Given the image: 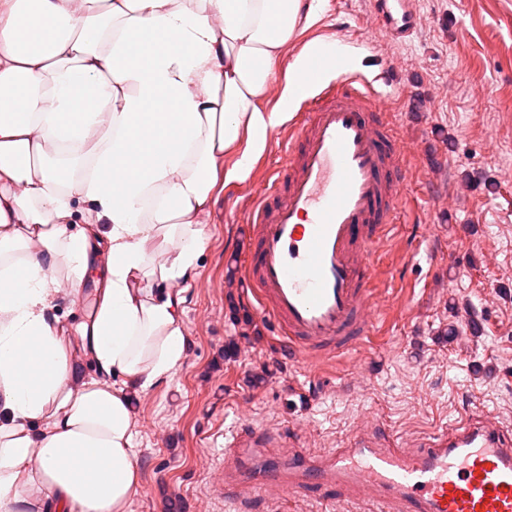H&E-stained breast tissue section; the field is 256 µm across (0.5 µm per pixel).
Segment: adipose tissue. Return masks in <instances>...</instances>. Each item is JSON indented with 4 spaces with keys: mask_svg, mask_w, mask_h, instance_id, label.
Returning <instances> with one entry per match:
<instances>
[{
    "mask_svg": "<svg viewBox=\"0 0 512 512\" xmlns=\"http://www.w3.org/2000/svg\"><path fill=\"white\" fill-rule=\"evenodd\" d=\"M312 17L305 0H0V512H130L133 400L186 351L173 286L293 107L260 103ZM344 54L312 45L290 72L308 88ZM96 266L88 379L55 302Z\"/></svg>",
    "mask_w": 512,
    "mask_h": 512,
    "instance_id": "ef3b65f1",
    "label": "adipose tissue"
}]
</instances>
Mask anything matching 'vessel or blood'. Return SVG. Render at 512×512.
<instances>
[{
	"label": "vessel or blood",
	"instance_id": "b4317fda",
	"mask_svg": "<svg viewBox=\"0 0 512 512\" xmlns=\"http://www.w3.org/2000/svg\"><path fill=\"white\" fill-rule=\"evenodd\" d=\"M385 34L404 41L422 18L412 0H374ZM290 132L277 173L247 216L253 248L244 269L264 316L297 355L332 356L369 335L383 303L370 260L401 208L406 143L385 104L342 76L311 98ZM282 437L242 425L229 444L238 466L224 491L238 504L308 490L379 506L380 512H512V428L475 415L408 446L364 426L328 456L306 451L256 465Z\"/></svg>",
	"mask_w": 512,
	"mask_h": 512
}]
</instances>
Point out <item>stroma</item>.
<instances>
[{
    "label": "stroma",
    "mask_w": 512,
    "mask_h": 512,
    "mask_svg": "<svg viewBox=\"0 0 512 512\" xmlns=\"http://www.w3.org/2000/svg\"><path fill=\"white\" fill-rule=\"evenodd\" d=\"M261 102L276 108L294 59L325 42L347 47L346 72L373 79L411 149L405 202L372 255L388 309L347 352L291 356L241 269L244 215L282 163L297 103L272 129L247 178L229 183L203 226L205 246L184 297L185 357L172 379L135 399L140 491L131 512H241L216 488L224 443L242 424L315 455L345 447L375 417L396 444L476 411L512 427V0H415L424 23L391 41L370 0H315ZM97 278L68 287L56 308L65 336L89 314ZM481 331L467 330L464 320ZM258 512H368L305 495Z\"/></svg>",
    "instance_id": "35a3bbf8"
}]
</instances>
